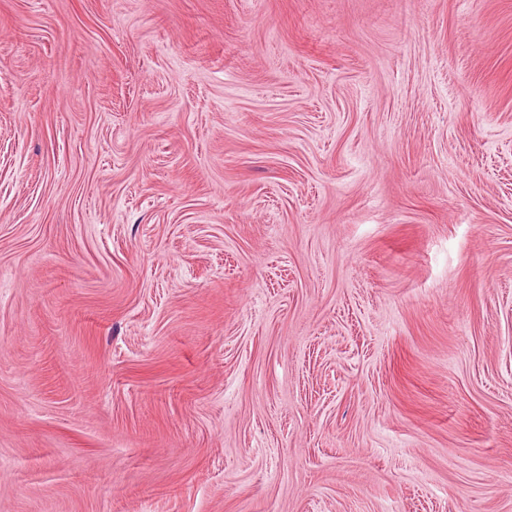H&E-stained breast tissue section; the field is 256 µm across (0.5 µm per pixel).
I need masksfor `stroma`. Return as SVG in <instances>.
<instances>
[{"label":"stroma","mask_w":512,"mask_h":512,"mask_svg":"<svg viewBox=\"0 0 512 512\" xmlns=\"http://www.w3.org/2000/svg\"><path fill=\"white\" fill-rule=\"evenodd\" d=\"M0 512H512V0H0Z\"/></svg>","instance_id":"35a3bbf8"}]
</instances>
